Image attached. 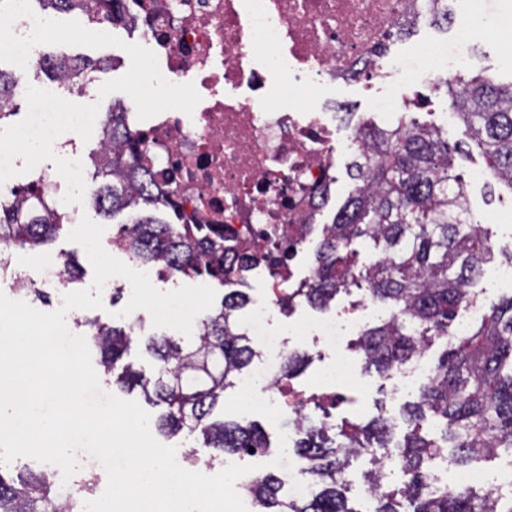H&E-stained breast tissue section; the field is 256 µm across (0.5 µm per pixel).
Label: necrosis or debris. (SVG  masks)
<instances>
[{
	"mask_svg": "<svg viewBox=\"0 0 512 512\" xmlns=\"http://www.w3.org/2000/svg\"><path fill=\"white\" fill-rule=\"evenodd\" d=\"M0 16V53L17 72L38 66L37 41L51 19L30 0H9ZM134 46L143 70L134 97L160 100L136 130L154 168L169 172L170 191L195 224H221L254 242L252 273L263 283L246 328L263 354L253 376L272 378L282 363L286 333L269 327L268 312L300 286L298 262L318 225L323 196L336 183V160L362 148L360 126L338 132L336 90L349 84L378 89L372 106L381 119L406 102L401 88L417 67L438 66L452 78L467 62L476 39L501 34V23L468 0L451 41L422 40L409 55L388 53L390 41L434 19L442 0H126ZM105 112L74 110L59 97L34 112L13 143L25 145L28 166L41 186L59 194L68 223H76V198L63 185L88 187L83 134L103 131ZM64 146L62 159L44 161L47 145ZM336 318L313 325L314 339L331 349L334 363L322 375L331 389L351 379L355 358L342 343L360 320Z\"/></svg>",
	"mask_w": 512,
	"mask_h": 512,
	"instance_id": "1",
	"label": "necrosis or debris"
}]
</instances>
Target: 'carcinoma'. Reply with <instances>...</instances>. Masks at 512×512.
Listing matches in <instances>:
<instances>
[{
    "instance_id": "obj_1",
    "label": "carcinoma",
    "mask_w": 512,
    "mask_h": 512,
    "mask_svg": "<svg viewBox=\"0 0 512 512\" xmlns=\"http://www.w3.org/2000/svg\"><path fill=\"white\" fill-rule=\"evenodd\" d=\"M88 2L38 0L52 14L78 12L98 24L126 23L121 0H94L92 7ZM44 70L58 82L83 85L104 65L91 58L50 56ZM17 80L0 70V120L11 112ZM444 85L467 146L483 155L491 175L512 194V83L459 75ZM363 138L366 150L353 162L357 188L333 223L318 231L313 273L283 305L291 310L306 302L327 309L338 292L366 284L372 297L390 308V316L362 329L355 347L365 369L388 378L449 335L464 304L476 302L472 285L484 266L497 254L512 263V249L493 243L464 208L466 183L454 172L456 147L440 129L401 120L392 127H370ZM88 159L95 207L105 215L131 216L112 247L144 266L189 277L205 274L222 285L243 281L253 245L224 235L220 224L188 223L179 203L162 190L125 106H108L103 143ZM12 197L0 200V270L10 267L11 249H41L65 227L62 214L48 207L38 187H22ZM360 241L372 243L381 257L358 265ZM250 303L242 289L228 291L219 308L200 321L190 346L167 334L151 339L147 350L157 362L152 378L124 363L134 325L125 330L98 324L93 340L101 366L116 383L138 386L166 406L158 421L165 434L200 437L204 447L222 454H259L268 442L258 424L212 419L224 405V391L258 356L240 320ZM307 361L304 353L288 354L276 386L292 384ZM401 417L405 432L397 439L390 416L332 426L302 409L292 413L288 428L295 434L294 451L307 462L311 492L290 498L283 477L267 472L246 486L247 496L257 512H357L346 496L351 460L391 447L406 479L402 487L386 490L378 473H370L371 512H512V495H479L464 487L433 492L424 480L428 462L445 448L459 469L497 455L500 448L512 449V294L491 305L476 328L457 337L429 366L416 400L402 405ZM430 424L439 437L427 430ZM334 428L337 441L327 435ZM54 476L0 468V512H82L91 483L66 495Z\"/></svg>"
}]
</instances>
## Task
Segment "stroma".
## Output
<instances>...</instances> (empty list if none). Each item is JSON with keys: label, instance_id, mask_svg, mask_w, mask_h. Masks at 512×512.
I'll list each match as a JSON object with an SVG mask.
<instances>
[{"label": "stroma", "instance_id": "35a3bbf8", "mask_svg": "<svg viewBox=\"0 0 512 512\" xmlns=\"http://www.w3.org/2000/svg\"><path fill=\"white\" fill-rule=\"evenodd\" d=\"M57 23V28L49 31L41 42L42 53L104 59L110 64L107 71L98 73L94 84L89 85L83 94L73 96V105L78 108L99 107L98 94L103 91L109 101L123 104L129 111H136V101L130 96L129 84L141 69V57L132 47L130 30L121 26L113 27L107 37L101 39L90 34V24L84 16L61 14L57 17ZM463 70L468 74L480 73L504 82L512 80V41L498 38L477 42ZM430 81V76L426 75L416 83L417 88L429 90L430 102L424 107L407 110V118L441 127L449 142L461 141L463 127L457 121L449 119L448 97L444 89L431 87ZM455 166L467 182V206L474 219L489 230L493 242H512V195L499 187L492 176L488 175L486 162L477 151L456 156ZM68 255L77 257L82 267L80 281L69 284V291L88 289L94 278L93 268L84 249L79 244L68 241L63 233L42 251H14L12 266L22 269L24 279L31 281L35 278L36 269L46 259L52 258L60 262ZM110 286L109 293L102 297V308L79 311L74 330L86 335L97 322L117 327L136 322L137 327L132 335L126 360L136 370L152 374L155 361L146 350L149 338L157 333L152 317L142 309L132 312L129 317H120V310L131 297L129 282L125 278L114 277L110 280ZM362 295V290L355 287L350 292L338 294L335 302L326 311L321 312L304 305L289 317L275 314L273 326L278 329L291 321L304 327L325 316L332 318L341 311H355ZM288 346L309 355L308 364L294 381L295 386L303 389L306 395H320L317 375L330 361V354L322 344L312 341L308 336L301 339L289 337ZM390 389V381L380 378L375 371L356 368L354 379L341 389L347 401L336 409L335 414L337 418L358 422L369 421L383 410L397 414L400 403L390 400Z\"/></svg>", "mask_w": 512, "mask_h": 512}]
</instances>
